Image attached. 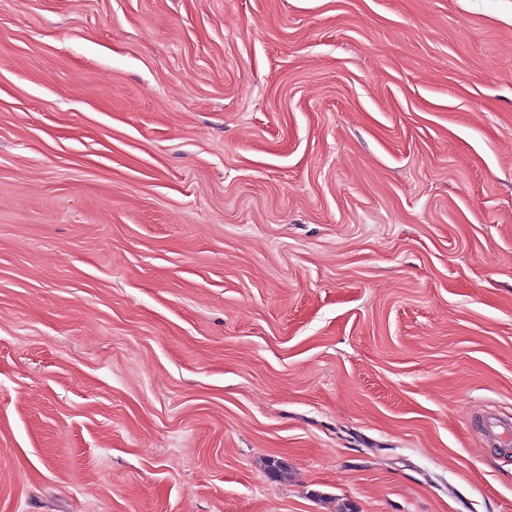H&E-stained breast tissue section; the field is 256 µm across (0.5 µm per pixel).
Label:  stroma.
<instances>
[{
	"label": "stroma",
	"instance_id": "stroma-1",
	"mask_svg": "<svg viewBox=\"0 0 512 512\" xmlns=\"http://www.w3.org/2000/svg\"><path fill=\"white\" fill-rule=\"evenodd\" d=\"M490 412L512 0H0V512H512Z\"/></svg>",
	"mask_w": 512,
	"mask_h": 512
}]
</instances>
